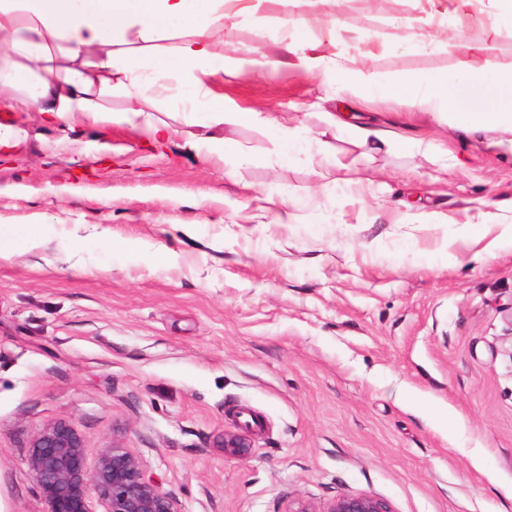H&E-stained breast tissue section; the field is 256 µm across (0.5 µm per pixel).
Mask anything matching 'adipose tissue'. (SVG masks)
<instances>
[{
  "label": "adipose tissue",
  "instance_id": "obj_1",
  "mask_svg": "<svg viewBox=\"0 0 512 512\" xmlns=\"http://www.w3.org/2000/svg\"><path fill=\"white\" fill-rule=\"evenodd\" d=\"M224 23V0H0V97L19 112L36 111L48 121L76 117L127 124L153 138L171 135L169 124L146 111L162 102L179 113L201 112L210 127L248 123L270 128L281 152L302 151L310 139L288 116L255 109L226 111L211 88L224 72L213 30ZM175 38L157 48L160 35ZM241 69L298 67L333 71L339 86L356 96L411 101L430 111L459 117L461 130L512 131V71L427 74L413 81H384L372 74L331 67L312 45L290 39L277 56L236 57ZM121 90L131 108L113 111L100 99Z\"/></svg>",
  "mask_w": 512,
  "mask_h": 512
}]
</instances>
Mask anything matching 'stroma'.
I'll list each match as a JSON object with an SVG mask.
<instances>
[{
	"label": "stroma",
	"instance_id": "stroma-1",
	"mask_svg": "<svg viewBox=\"0 0 512 512\" xmlns=\"http://www.w3.org/2000/svg\"><path fill=\"white\" fill-rule=\"evenodd\" d=\"M498 11L224 0L214 50L270 55L298 35L390 78L510 71ZM212 88L230 111L288 113L323 151L280 159L241 123L219 131L239 155L208 159L188 147L208 133L197 114L156 107L175 128L157 141L0 99L24 134L0 150V512H47L30 445L57 420L88 466L126 448L179 512H320L346 494L512 512V152L296 67L229 65ZM356 126L431 148L373 152ZM24 224L39 234L19 248ZM245 423L248 455H226Z\"/></svg>",
	"mask_w": 512,
	"mask_h": 512
}]
</instances>
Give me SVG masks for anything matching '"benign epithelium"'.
I'll return each mask as SVG.
<instances>
[{"label":"benign epithelium","mask_w":512,"mask_h":512,"mask_svg":"<svg viewBox=\"0 0 512 512\" xmlns=\"http://www.w3.org/2000/svg\"><path fill=\"white\" fill-rule=\"evenodd\" d=\"M248 448L244 435H224L227 454L242 456ZM30 463L48 512H92L95 499L105 512H178L174 501L146 477L138 459L124 448L106 449L95 467L88 468L80 435L63 420L47 425L34 437ZM289 512L391 510L384 500L360 494L340 496L321 511L300 504Z\"/></svg>","instance_id":"obj_1"}]
</instances>
